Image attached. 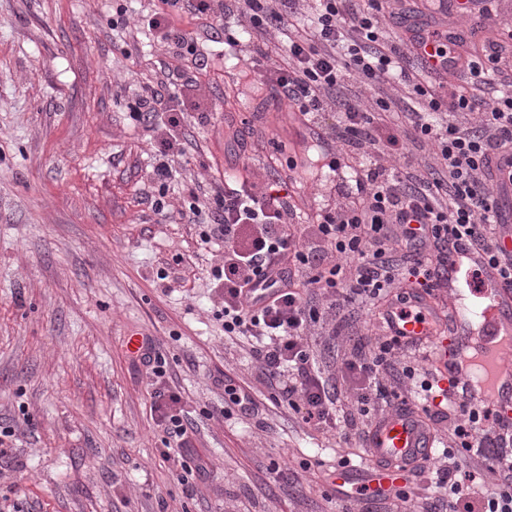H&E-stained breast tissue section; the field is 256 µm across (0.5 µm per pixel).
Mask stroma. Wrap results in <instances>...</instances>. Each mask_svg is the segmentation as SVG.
Here are the masks:
<instances>
[{
	"instance_id": "35a3bbf8",
	"label": "stroma",
	"mask_w": 512,
	"mask_h": 512,
	"mask_svg": "<svg viewBox=\"0 0 512 512\" xmlns=\"http://www.w3.org/2000/svg\"><path fill=\"white\" fill-rule=\"evenodd\" d=\"M157 0H0V512H341L323 481L333 433L275 404L247 345L225 337L212 269L223 244L180 220L192 197L275 171L296 221L336 195L308 127L201 40L206 69L171 57L148 27H123L120 8ZM192 78L187 143L157 215L151 140L126 88L153 84L160 63ZM245 131L238 147L225 117ZM296 169L273 167L276 146ZM153 337L167 360L156 378L127 355ZM248 387L257 415L223 417L224 379ZM180 393L194 423L191 476L164 459L155 395ZM309 469H300L301 460ZM292 477L277 480L272 462Z\"/></svg>"
}]
</instances>
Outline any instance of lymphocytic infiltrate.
Returning <instances> with one entry per match:
<instances>
[{
  "instance_id": "obj_1",
  "label": "lymphocytic infiltrate",
  "mask_w": 512,
  "mask_h": 512,
  "mask_svg": "<svg viewBox=\"0 0 512 512\" xmlns=\"http://www.w3.org/2000/svg\"><path fill=\"white\" fill-rule=\"evenodd\" d=\"M160 0L148 21L175 55L200 57L193 32L176 30L172 13L213 19L236 17L239 33H225L232 51L256 63L255 80L278 103L322 130L327 155L350 162L356 192L320 209L310 224L295 223V206L279 180L225 186L211 202L191 203L184 216L201 225L204 241L224 244V263L214 267L222 298L218 318L228 336H248L251 355L266 385L302 423L332 429L348 448L366 450L378 414L411 406L448 447L431 465L409 468L428 474L432 495L392 499L409 512H512V419L460 401L441 388L417 351L381 323L356 330L359 313L384 316L410 290L434 294L437 261L449 242L474 250L512 286V251L504 245L512 225L501 223L496 194L512 183V59L496 40L488 0H467L482 19L480 51L458 55L453 77L427 72L406 38H393L387 22L393 6L383 0ZM286 38L285 64L271 63L272 30ZM374 93L363 107L358 85ZM181 87L159 81L137 95L131 110L157 131L153 175L159 186L173 176L184 153ZM414 98L403 121L390 120L394 91ZM333 123H325L326 113ZM272 285L264 305L254 288ZM346 349L339 363L316 364L308 342L312 327ZM179 394L157 395L168 450L189 444L191 422Z\"/></svg>"
}]
</instances>
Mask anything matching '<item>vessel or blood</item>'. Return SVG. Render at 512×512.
Listing matches in <instances>:
<instances>
[{"instance_id": "vessel-or-blood-1", "label": "vessel or blood", "mask_w": 512, "mask_h": 512, "mask_svg": "<svg viewBox=\"0 0 512 512\" xmlns=\"http://www.w3.org/2000/svg\"><path fill=\"white\" fill-rule=\"evenodd\" d=\"M468 248L448 246L441 304L414 296L395 310L393 335L423 345L441 372L455 383L458 398L470 405L502 410L512 407V287L488 267L475 279L462 275L473 264ZM434 439L407 410L387 414L370 431L363 476L344 469L336 485L391 487L401 466L432 458Z\"/></svg>"}]
</instances>
